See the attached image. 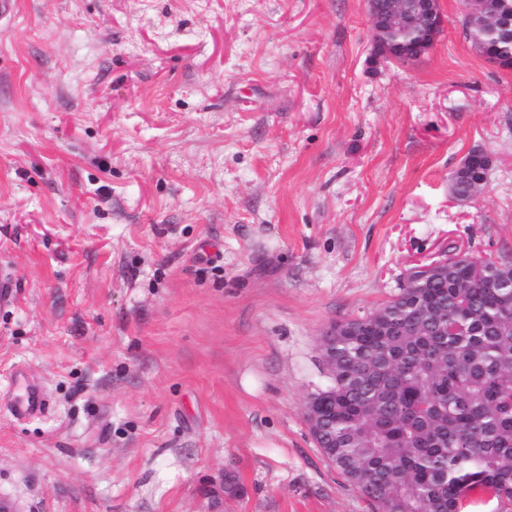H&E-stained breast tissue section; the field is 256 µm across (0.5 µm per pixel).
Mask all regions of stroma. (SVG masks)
<instances>
[{
    "mask_svg": "<svg viewBox=\"0 0 512 512\" xmlns=\"http://www.w3.org/2000/svg\"><path fill=\"white\" fill-rule=\"evenodd\" d=\"M0 21V505L374 512L304 416L319 334L419 261L512 256V67L468 0H17ZM490 159L466 200L452 178ZM26 367L44 415L6 408ZM436 0H387L386 9L375 16L374 42L398 35L416 38L418 50L430 49L442 31L443 18Z\"/></svg>",
    "mask_w": 512,
    "mask_h": 512,
    "instance_id": "obj_1",
    "label": "stroma"
}]
</instances>
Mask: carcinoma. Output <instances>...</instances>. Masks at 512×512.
<instances>
[{
  "instance_id": "carcinoma-1",
  "label": "carcinoma",
  "mask_w": 512,
  "mask_h": 512,
  "mask_svg": "<svg viewBox=\"0 0 512 512\" xmlns=\"http://www.w3.org/2000/svg\"><path fill=\"white\" fill-rule=\"evenodd\" d=\"M509 33L474 44L493 61L512 55ZM377 53L418 58L411 37ZM487 169L469 153L453 194L469 199ZM419 276L321 349L328 384L307 405L336 442L321 452L378 512H462L483 496L512 512V257Z\"/></svg>"
}]
</instances>
